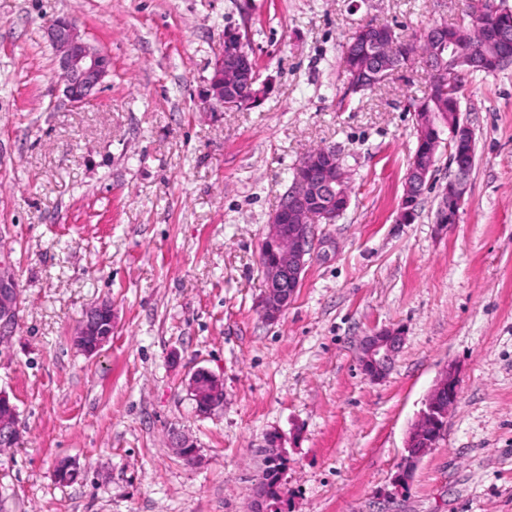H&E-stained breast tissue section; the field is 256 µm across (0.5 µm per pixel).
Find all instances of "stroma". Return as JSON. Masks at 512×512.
I'll list each match as a JSON object with an SVG mask.
<instances>
[{
  "instance_id": "stroma-1",
  "label": "stroma",
  "mask_w": 512,
  "mask_h": 512,
  "mask_svg": "<svg viewBox=\"0 0 512 512\" xmlns=\"http://www.w3.org/2000/svg\"><path fill=\"white\" fill-rule=\"evenodd\" d=\"M465 14L466 0H0V251L19 293L0 391L20 428L0 452V512H248L272 443L283 512H512V65L464 79L476 159L447 226L444 144L414 220H399L421 56L353 99L340 68L368 21L408 34ZM61 16L112 62L77 108L46 36ZM230 28L270 91L207 112ZM318 147L340 151L350 205L317 225L329 255L271 324L260 247ZM106 300L112 338L85 355L72 336ZM388 327L404 343L373 380L358 345ZM199 367L224 383L206 417L186 390ZM449 368L460 396L444 435L401 479ZM176 432L201 463L175 453ZM65 457L80 473L60 485Z\"/></svg>"
}]
</instances>
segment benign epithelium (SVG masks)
<instances>
[{
    "instance_id": "7a95c632",
    "label": "benign epithelium",
    "mask_w": 512,
    "mask_h": 512,
    "mask_svg": "<svg viewBox=\"0 0 512 512\" xmlns=\"http://www.w3.org/2000/svg\"><path fill=\"white\" fill-rule=\"evenodd\" d=\"M55 51L57 73L64 84V94L74 106L90 102L111 68L110 58L83 39L74 20L55 19L46 30ZM229 52L215 59L211 78L204 90L208 112H222L237 107L236 93L252 84L255 67L250 53L243 47L241 34L228 31L224 36ZM461 68L440 69L439 76L448 82V100L459 108ZM456 121L451 136L456 143L452 158L453 176L438 193L437 212L451 214L448 223L457 220L467 193L468 177L475 164L473 129L454 113ZM435 169L430 152L418 153L412 160L405 179L404 197L423 194ZM349 195L346 173L333 150L323 152L319 175L312 182L293 183L283 197L282 205L271 215L269 232L263 241L273 251L272 259L263 265L265 290L260 312L268 322H276L288 309L297 288L301 286L306 267L316 254L328 255L327 243L317 241L314 225L336 223V198ZM10 261H0V335H9L18 304V289L9 271ZM112 338V303L102 301L89 308L80 321L73 344L83 353H97ZM402 345V333L384 328L364 338L360 362L365 373L379 378L390 369ZM187 391L205 397L203 414L210 415L224 405L222 379L206 368L195 369L188 380ZM460 394L455 372L446 371L429 395L426 409L408 437V455L404 459L402 476L411 475L414 466L433 445L427 444L428 432L436 429L447 417ZM16 406L0 391V443L12 445L18 434ZM172 447L189 464L200 461L199 449L188 438L174 435ZM270 488L265 480L256 486L250 512H269Z\"/></svg>"
}]
</instances>
